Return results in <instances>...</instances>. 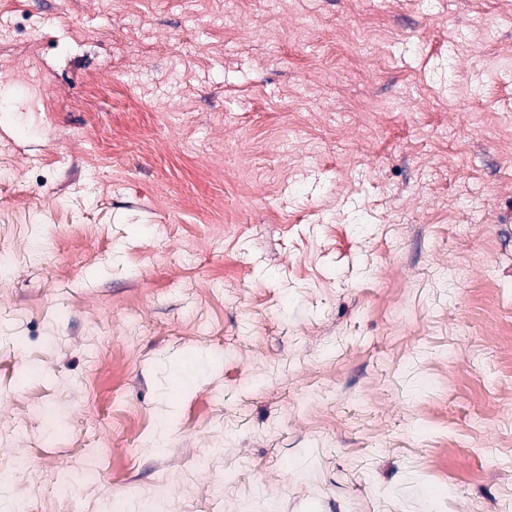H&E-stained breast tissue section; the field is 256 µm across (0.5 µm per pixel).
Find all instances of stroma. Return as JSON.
<instances>
[{
    "label": "stroma",
    "instance_id": "1",
    "mask_svg": "<svg viewBox=\"0 0 512 512\" xmlns=\"http://www.w3.org/2000/svg\"><path fill=\"white\" fill-rule=\"evenodd\" d=\"M506 183L503 0H0V471L27 512H512Z\"/></svg>",
    "mask_w": 512,
    "mask_h": 512
}]
</instances>
